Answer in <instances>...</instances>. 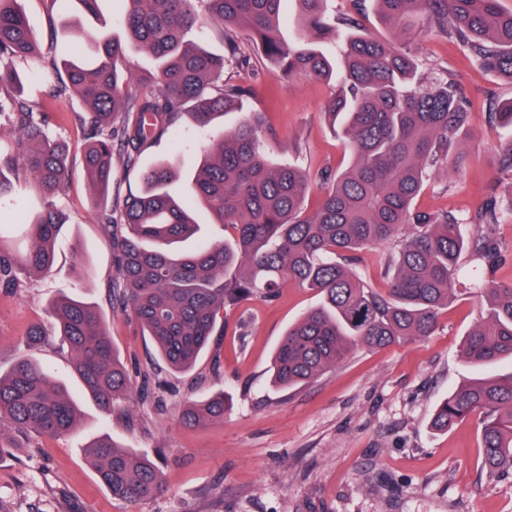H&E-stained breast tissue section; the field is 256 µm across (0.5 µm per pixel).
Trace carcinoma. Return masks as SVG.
<instances>
[{"mask_svg": "<svg viewBox=\"0 0 512 512\" xmlns=\"http://www.w3.org/2000/svg\"><path fill=\"white\" fill-rule=\"evenodd\" d=\"M19 0H0V95L18 60L38 59L65 78L60 100L79 98L80 125L91 130L83 168L96 195L106 197L112 169L129 170L168 138L185 117L207 132L200 159L187 176V196L169 186L181 176L175 160L140 172L141 189L115 212L105 206L98 223L109 237L114 275L112 311L132 317L155 344L157 363L170 373H189L219 334L220 314L245 301H271L288 281L318 293L320 302L288 326L270 372L278 389L311 383L362 348H381L431 335L441 311L453 302L459 261L467 255L493 271L512 247L494 228L509 217L491 197L476 214L460 217L415 206L439 171L459 173L466 156L449 155L451 140L470 130L471 115L455 84L430 87L416 78L415 36L459 41L485 66L512 80V11L498 0H374L391 40L356 32L347 18L326 13L325 0H297L295 36L282 34L285 0H125L127 40L160 62L149 85L122 65L125 48L108 34L77 33L93 60L45 55ZM224 38L218 57L185 39L201 21ZM346 32L340 58L323 44ZM247 33L271 67L283 76L303 74L335 85L327 115L348 141L351 164L325 173L326 189L307 203L309 181L288 160L268 153L266 127L252 112L231 130L215 127L230 111L248 108L249 90L224 80V66L247 62L238 34ZM17 130L0 145V170L31 182L53 198L66 185L65 148L49 140L43 113L25 102L9 114ZM500 170L512 173V139L496 148ZM208 211L229 236L183 252L180 244L200 233L191 216ZM62 213L48 204L26 225L27 247L16 251L0 235V288H14L19 274L47 275ZM472 224L467 237L461 225ZM378 252L389 277L379 291L361 280L348 258ZM480 317L463 344L475 368L512 361V284L490 277L477 291ZM49 314L57 332L35 325L22 340L33 349L50 338L68 350L83 395L109 416L137 400L162 405L169 395L162 370L127 365L112 343L98 309L62 297ZM224 394L186 401L180 420L200 424L224 419ZM480 420L484 467L492 480L512 473V371L461 383L437 407L433 426L444 430L472 415ZM80 411L67 385L30 355L0 374V457L38 437L72 432ZM101 484L134 507L162 489L159 467L148 456L107 436L86 447Z\"/></svg>", "mask_w": 512, "mask_h": 512, "instance_id": "cac0c4a2", "label": "carcinoma"}]
</instances>
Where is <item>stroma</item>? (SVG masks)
Listing matches in <instances>:
<instances>
[{
	"mask_svg": "<svg viewBox=\"0 0 512 512\" xmlns=\"http://www.w3.org/2000/svg\"><path fill=\"white\" fill-rule=\"evenodd\" d=\"M334 16L355 14L360 27L383 39L392 31L373 0H326ZM20 7L45 50L79 56L75 31L121 35L122 0H99L96 14L77 0H20ZM251 63L224 68L225 77L248 86L252 110L263 113L271 134V156L294 159L306 171L312 195L324 184V167L348 166L346 140L324 114L331 85L303 75L281 77L253 45ZM419 76L428 83L454 80L472 114L466 138L470 162L452 176L449 190L430 183L417 204L423 210L474 214L488 200L512 201V175L491 163L494 148L511 137L489 114L512 98V82L488 71L457 40L427 35L416 40ZM17 96L46 105L51 138L70 154V177L53 199L64 214L52 272L0 288V369L17 354L13 343L30 325L45 320L48 304L68 296L99 307L122 358L149 365L153 345L139 324L114 316L107 303L112 250L97 221L95 195L81 168L87 143L74 115L80 99L58 104L49 92L59 80L42 63H20ZM206 139L191 121L144 154L143 165L177 156L191 170ZM44 204L29 183L0 199V224L8 244L24 247L23 226ZM475 275L461 259L465 291L443 311L431 336L402 346L360 349L342 365L296 390L269 383L272 353L289 323L318 303L310 290L290 283L275 301L254 299L227 311L224 336L188 374L170 376L166 408L135 405L106 418L82 402L73 432L36 439L17 457L0 459V512H132L99 482L86 447L102 435L155 457L164 491L134 512H512V476L488 480L477 418L437 431L431 419L439 403L472 373L462 343L480 317L471 287ZM223 393V421L188 427L178 406L203 391Z\"/></svg>",
	"mask_w": 512,
	"mask_h": 512,
	"instance_id": "stroma-1",
	"label": "stroma"
}]
</instances>
